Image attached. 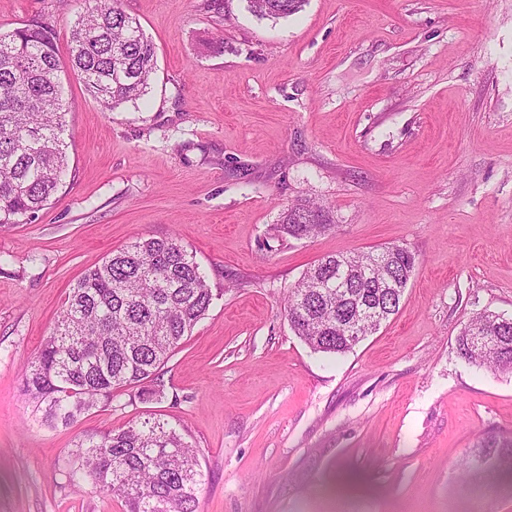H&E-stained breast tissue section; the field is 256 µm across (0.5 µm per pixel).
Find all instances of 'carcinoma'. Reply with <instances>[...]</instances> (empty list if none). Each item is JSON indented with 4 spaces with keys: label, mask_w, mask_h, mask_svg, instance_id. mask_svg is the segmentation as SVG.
<instances>
[{
    "label": "carcinoma",
    "mask_w": 512,
    "mask_h": 512,
    "mask_svg": "<svg viewBox=\"0 0 512 512\" xmlns=\"http://www.w3.org/2000/svg\"><path fill=\"white\" fill-rule=\"evenodd\" d=\"M260 17L297 13L305 0H248ZM68 61L106 110L134 102L156 71L154 43L119 0H88L68 46ZM61 61L55 32L33 20L0 33V228L25 223L58 192L67 167ZM326 207L296 203L275 229L302 239L334 230ZM401 245L363 254H332L288 288L291 329L315 353L350 351L399 312L415 271ZM211 285L195 255L176 237L140 236L88 269L71 289L41 349L26 365L24 392L50 425L77 416L144 380L164 395L162 368L205 318ZM459 355L512 373V319L483 313L456 337ZM202 450L155 417L89 435L70 463L69 480L124 502L126 512H197ZM506 457L512 440L480 442L477 461Z\"/></svg>",
    "instance_id": "obj_1"
}]
</instances>
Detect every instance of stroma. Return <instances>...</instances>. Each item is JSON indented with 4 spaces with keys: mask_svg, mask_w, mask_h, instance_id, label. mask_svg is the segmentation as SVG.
<instances>
[{
    "mask_svg": "<svg viewBox=\"0 0 512 512\" xmlns=\"http://www.w3.org/2000/svg\"><path fill=\"white\" fill-rule=\"evenodd\" d=\"M121 0L156 47L134 105L103 110L71 69L68 176L33 221L0 229V512H125L63 469L83 435L150 415L201 448L198 512H512L474 444L512 438V375L462 358L473 316L512 318V0ZM85 0H0V31ZM330 208L326 235L274 230ZM137 235L178 236L219 293L163 368L69 426L23 391L70 288ZM389 244L417 265L400 312L346 354L311 352L288 288L327 254ZM253 13L260 17H286L297 13L305 0H248ZM333 217L326 207L315 203H296L281 213L280 224L275 229L281 236L302 239L334 230Z\"/></svg>",
    "mask_w": 512,
    "mask_h": 512,
    "instance_id": "35a3bbf8",
    "label": "stroma"
}]
</instances>
